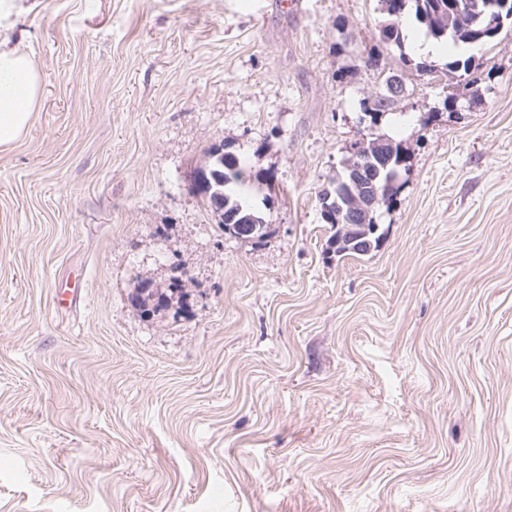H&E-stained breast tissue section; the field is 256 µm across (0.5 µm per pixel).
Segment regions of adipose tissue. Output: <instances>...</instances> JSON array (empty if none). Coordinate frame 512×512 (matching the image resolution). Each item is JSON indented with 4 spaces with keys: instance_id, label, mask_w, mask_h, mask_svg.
Instances as JSON below:
<instances>
[{
    "instance_id": "1",
    "label": "adipose tissue",
    "mask_w": 512,
    "mask_h": 512,
    "mask_svg": "<svg viewBox=\"0 0 512 512\" xmlns=\"http://www.w3.org/2000/svg\"><path fill=\"white\" fill-rule=\"evenodd\" d=\"M38 74L30 58L0 49V150L12 147L32 123Z\"/></svg>"
}]
</instances>
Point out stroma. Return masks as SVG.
Returning a JSON list of instances; mask_svg holds the SVG:
<instances>
[{
    "label": "stroma",
    "mask_w": 512,
    "mask_h": 512,
    "mask_svg": "<svg viewBox=\"0 0 512 512\" xmlns=\"http://www.w3.org/2000/svg\"><path fill=\"white\" fill-rule=\"evenodd\" d=\"M385 22L378 0H0L39 77L0 151V512H512V27L433 56ZM378 135L402 187L341 257L320 197ZM218 145L262 236L191 186ZM175 281L168 310L130 305ZM385 86L391 93H402L404 91L403 82L394 76H390L385 80ZM391 93L386 91V93H381L380 96L373 97V95H371L366 98L364 102L365 113L369 112L375 115L384 114V111L391 108L395 103L397 95Z\"/></svg>",
    "instance_id": "35a3bbf8"
}]
</instances>
